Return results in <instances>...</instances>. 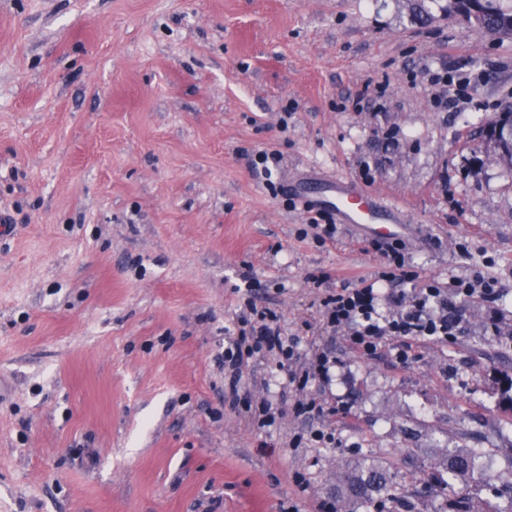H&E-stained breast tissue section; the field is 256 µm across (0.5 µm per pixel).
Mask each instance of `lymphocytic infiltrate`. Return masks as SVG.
<instances>
[{
    "label": "lymphocytic infiltrate",
    "instance_id": "f902f5d3",
    "mask_svg": "<svg viewBox=\"0 0 512 512\" xmlns=\"http://www.w3.org/2000/svg\"><path fill=\"white\" fill-rule=\"evenodd\" d=\"M372 248L388 259V268L380 272L378 284L363 282L344 286L322 303L327 329H346L351 347L360 354L369 355L393 344L399 360L408 362L417 343L427 340L445 343L460 334L463 321L460 300L481 298L491 302L498 294L495 280L481 275L468 282H457L451 291L439 283L421 280L407 260L404 240L386 245L376 242ZM384 282L400 284L401 289L383 294L380 285ZM385 300L395 307L388 315L380 311ZM237 324L236 336L230 337L224 348V388L229 397L238 395L243 366L270 353L277 355L279 370L288 371L290 381L299 387L328 379L333 361L324 352L315 354L301 373L289 372L294 347L283 335L276 314L254 310L239 315Z\"/></svg>",
    "mask_w": 512,
    "mask_h": 512
}]
</instances>
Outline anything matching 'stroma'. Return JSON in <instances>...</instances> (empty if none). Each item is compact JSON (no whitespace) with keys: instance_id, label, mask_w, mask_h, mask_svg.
I'll list each match as a JSON object with an SVG mask.
<instances>
[{"instance_id":"stroma-1","label":"stroma","mask_w":512,"mask_h":512,"mask_svg":"<svg viewBox=\"0 0 512 512\" xmlns=\"http://www.w3.org/2000/svg\"><path fill=\"white\" fill-rule=\"evenodd\" d=\"M409 3L0 0V512H320L365 459L396 476L385 512H512V169L487 136L512 40ZM336 177L400 210L421 277L484 274L494 305L406 363L325 331L322 298L384 262L349 225L308 236L298 184ZM246 272L329 383L261 360L225 394ZM446 448L494 469L426 483Z\"/></svg>"}]
</instances>
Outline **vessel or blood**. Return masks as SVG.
I'll use <instances>...</instances> for the list:
<instances>
[{"label":"vessel or blood","instance_id":"1","mask_svg":"<svg viewBox=\"0 0 512 512\" xmlns=\"http://www.w3.org/2000/svg\"><path fill=\"white\" fill-rule=\"evenodd\" d=\"M327 204L345 224L371 234L397 238L407 229L395 209L380 206L369 192L344 181L336 183Z\"/></svg>","mask_w":512,"mask_h":512}]
</instances>
